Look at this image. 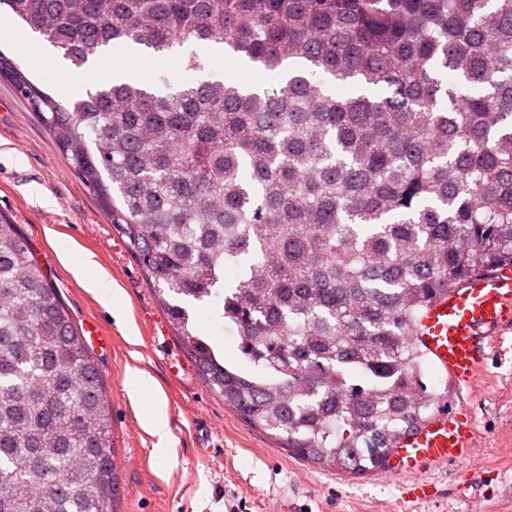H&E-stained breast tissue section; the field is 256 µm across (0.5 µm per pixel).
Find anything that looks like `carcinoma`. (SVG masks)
<instances>
[{
  "instance_id": "cac0c4a2",
  "label": "carcinoma",
  "mask_w": 512,
  "mask_h": 512,
  "mask_svg": "<svg viewBox=\"0 0 512 512\" xmlns=\"http://www.w3.org/2000/svg\"><path fill=\"white\" fill-rule=\"evenodd\" d=\"M1 4L76 69L112 48L197 74L220 45L286 75L99 78L64 105L0 53L213 393L296 455L382 472L448 397L421 312L512 265V0ZM210 302L245 366L199 335ZM113 455L82 330L0 215V512H112Z\"/></svg>"
}]
</instances>
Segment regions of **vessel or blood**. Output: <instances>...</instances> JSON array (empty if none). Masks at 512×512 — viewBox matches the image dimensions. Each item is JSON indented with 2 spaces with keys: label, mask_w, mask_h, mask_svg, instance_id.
Segmentation results:
<instances>
[{
  "label": "vessel or blood",
  "mask_w": 512,
  "mask_h": 512,
  "mask_svg": "<svg viewBox=\"0 0 512 512\" xmlns=\"http://www.w3.org/2000/svg\"><path fill=\"white\" fill-rule=\"evenodd\" d=\"M511 321L512 267L504 266L466 280L429 305L416 340L458 388L471 391L485 360L512 354V337L504 333ZM475 446L476 430L467 410L443 405L392 449L386 473L406 479L408 499L423 500L430 495L427 473L449 464L468 465Z\"/></svg>",
  "instance_id": "obj_1"
}]
</instances>
